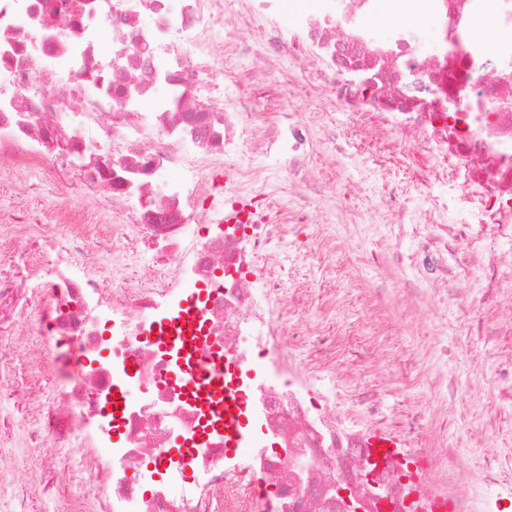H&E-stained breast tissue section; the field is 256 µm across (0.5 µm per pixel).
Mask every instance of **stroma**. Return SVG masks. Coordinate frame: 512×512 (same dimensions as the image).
Returning <instances> with one entry per match:
<instances>
[{
    "instance_id": "1",
    "label": "stroma",
    "mask_w": 512,
    "mask_h": 512,
    "mask_svg": "<svg viewBox=\"0 0 512 512\" xmlns=\"http://www.w3.org/2000/svg\"><path fill=\"white\" fill-rule=\"evenodd\" d=\"M260 67L259 59L224 53L227 80L258 125L275 122L281 112L307 119L326 112L336 129L335 141H317L306 158L322 195L309 223H289L279 256L293 280L315 285L311 298L289 297L290 317L325 323L333 340L322 357L304 360L305 373L316 377L322 362L335 363L343 374L336 400L353 425L403 435L407 447L434 458L436 486L466 482L485 512H512V378L489 375L512 357V283L463 285L443 298L416 282L407 256L414 224L425 218L420 190L434 181V167L410 159L392 133L362 127L296 61L287 65L293 85L282 97L258 82ZM394 190L411 224H393L385 202ZM62 198L59 188L25 194L0 177V210L53 227L41 242L12 238L0 273L22 275L27 256L41 250L53 257L69 247V232L54 223ZM317 224L355 248L347 274L324 288L322 272L300 260ZM371 253L377 262L368 261ZM38 311V300H21L16 321L0 335L9 374L0 382V512H85L92 491L83 448L35 442L39 424L30 408L52 402L58 385L42 340L28 332Z\"/></svg>"
}]
</instances>
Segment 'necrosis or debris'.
Returning a JSON list of instances; mask_svg holds the SVG:
<instances>
[{"mask_svg":"<svg viewBox=\"0 0 512 512\" xmlns=\"http://www.w3.org/2000/svg\"><path fill=\"white\" fill-rule=\"evenodd\" d=\"M383 14L385 35L369 17ZM263 15L288 24L287 41L241 45L260 57L277 92L287 58L315 55L320 77L345 107L391 129L419 161L436 160L449 189H462L456 221L426 194L437 219L413 241L411 259L432 288L479 273L496 287V251L448 259L473 228L512 243V0H247L237 23ZM491 18L493 35L477 22ZM442 22L436 42L424 22ZM224 0H0V160L25 191L71 181L105 212L113 241L154 254V268L105 290L96 254L56 256L24 284L0 280V323L19 291L38 296L35 330L59 378L38 405L42 438L69 431L90 448L83 461L103 493L93 512H341L342 483L360 512H433L431 462L410 451L371 466L368 431L346 427L335 387L303 378L294 360L313 330L291 323L275 258L285 233L272 211L229 217L255 200L245 163L278 160L280 186L308 183L313 132L298 113L262 131L223 105L224 58L204 48L223 26ZM110 32L112 50L100 49ZM372 80L369 98L343 83L336 53ZM461 92V111L448 94ZM219 367L224 381L206 380ZM121 399L120 410L109 402ZM187 444L169 452L173 436ZM143 483L127 473L143 469ZM163 481L153 484L154 471ZM385 486L388 498L368 493Z\"/></svg>","mask_w":512,"mask_h":512,"instance_id":"1","label":"necrosis or debris"}]
</instances>
